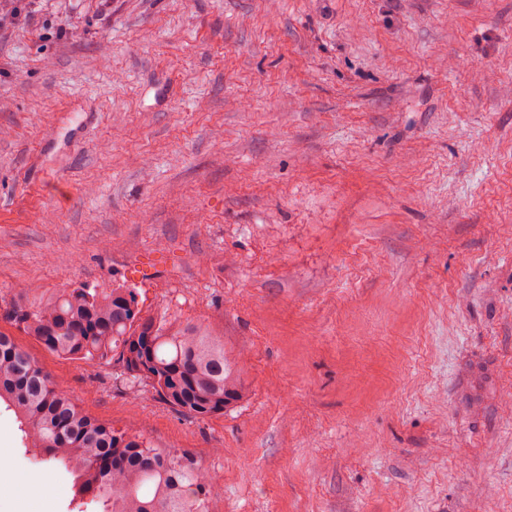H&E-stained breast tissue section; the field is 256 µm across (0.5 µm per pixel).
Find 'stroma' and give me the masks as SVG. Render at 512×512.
Returning <instances> with one entry per match:
<instances>
[{"mask_svg": "<svg viewBox=\"0 0 512 512\" xmlns=\"http://www.w3.org/2000/svg\"><path fill=\"white\" fill-rule=\"evenodd\" d=\"M23 7L0 299L128 281L223 334L242 395L194 419L0 332L94 418L201 460L218 512H512V0ZM0 448V512L37 473L61 491L37 512H71L2 405Z\"/></svg>", "mask_w": 512, "mask_h": 512, "instance_id": "stroma-1", "label": "stroma"}]
</instances>
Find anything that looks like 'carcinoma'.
<instances>
[{
	"label": "carcinoma",
	"instance_id": "carcinoma-1",
	"mask_svg": "<svg viewBox=\"0 0 512 512\" xmlns=\"http://www.w3.org/2000/svg\"><path fill=\"white\" fill-rule=\"evenodd\" d=\"M6 315L59 358L117 363L134 399L150 393L183 415L204 418L240 398L224 338L199 321L143 315L137 289L125 282L31 285L7 303ZM1 402L14 412L25 447L73 473L79 504L93 502L101 512H214L212 477L195 456L90 416L2 332Z\"/></svg>",
	"mask_w": 512,
	"mask_h": 512
}]
</instances>
